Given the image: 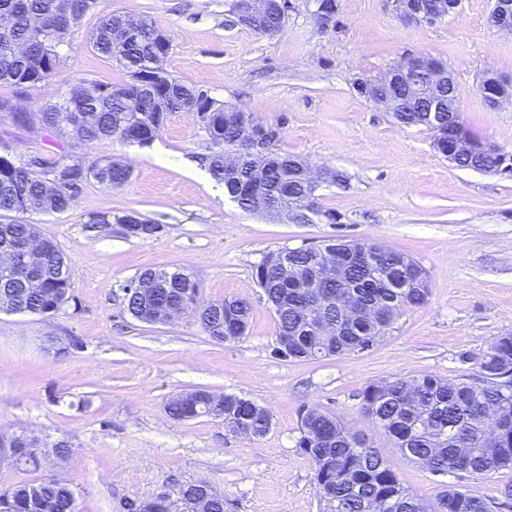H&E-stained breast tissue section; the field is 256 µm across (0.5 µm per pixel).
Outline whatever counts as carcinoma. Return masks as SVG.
<instances>
[{
  "mask_svg": "<svg viewBox=\"0 0 512 512\" xmlns=\"http://www.w3.org/2000/svg\"><path fill=\"white\" fill-rule=\"evenodd\" d=\"M84 2L85 10L76 15L72 25L58 27L56 16L68 9V0H0V82L34 89L59 76L75 27L95 8L97 0ZM91 43L99 54L121 64L128 81L112 86L72 84L61 101L37 112L0 101V112H10L22 123L35 115L42 124L62 133L70 128L69 102L77 92L84 97L88 109L79 133L82 141L137 145L153 142L171 113L195 112L211 144L210 154L205 157L211 177L224 185L242 210L254 211L252 198L242 194L240 188L253 178L252 162L241 163L234 174L224 171V154L235 149L237 117L242 112L226 113L224 105L212 100L210 106L215 113L205 121L194 96L195 88L179 82L164 69L169 43L150 21H140L138 29L132 31L124 26V16L111 14L92 33ZM144 71L154 76L151 93L137 85L138 76ZM394 95L400 98L402 111L425 113L433 111L437 100L448 99V86L411 97L406 88L398 87ZM291 159L272 149L261 174L265 198L285 209L293 204L294 196L303 192L299 179L289 176ZM131 175L129 165L114 161L88 167L59 161L36 170L0 156V252H6L17 240L35 242L38 251V256L29 261L30 272L20 262L0 266V313L49 317L69 298L70 279L58 274L60 268L69 267L61 249L41 237L37 225L18 220L14 214L65 212L73 208L77 199L67 183L94 180L109 188H121ZM324 248L340 252L348 269L347 279L326 284L334 296V302L324 311L330 322L326 336L313 338L299 326L307 300L298 289L277 283L275 267L267 265V259L256 266V277H264L271 284L265 289V297L275 307L277 337H289L288 358L318 360L366 351L400 313L428 302L427 272L406 254L367 239L346 241L341 248L337 240L330 239ZM351 292L364 306L379 303L387 314L384 323L368 314L354 318L350 325L339 322L340 301ZM178 298L198 303L197 322L207 336L218 342L236 329L238 321L247 323L250 319V304L244 300H236L232 310L225 308L222 301L200 305V283L180 268L161 271L155 287L143 293L127 285L125 310L136 320L150 322L156 310ZM477 366V382L422 375L372 383L362 392V411L402 457L435 475H485L512 469V442H493L487 423L492 411L512 419V335L498 337L482 352ZM254 405L238 395H224V409L251 428L247 436L260 438L269 431L271 415L265 410L255 413ZM203 406L200 401L166 404L170 418L176 421L201 416ZM298 448L312 464L325 512H490L484 499L453 487L441 491L431 504L415 498L378 449L329 413L317 409L300 413ZM180 492L191 500H205L206 512H224V495L205 481L185 483ZM123 509L168 512L164 501L153 495L131 498L124 502ZM0 512L79 509L70 485L47 477L1 491Z\"/></svg>",
  "mask_w": 512,
  "mask_h": 512,
  "instance_id": "1",
  "label": "carcinoma"
}]
</instances>
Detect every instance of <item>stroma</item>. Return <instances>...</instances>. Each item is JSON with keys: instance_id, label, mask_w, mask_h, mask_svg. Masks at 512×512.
Wrapping results in <instances>:
<instances>
[{"instance_id": "obj_1", "label": "stroma", "mask_w": 512, "mask_h": 512, "mask_svg": "<svg viewBox=\"0 0 512 512\" xmlns=\"http://www.w3.org/2000/svg\"><path fill=\"white\" fill-rule=\"evenodd\" d=\"M490 8L491 0H461L455 14L428 25L403 21L393 0H338L336 23L324 29L315 0H288L283 28L267 37L238 23L235 0H97L61 76L31 92L0 83V101L21 98L34 110L58 102L71 83H124L123 68L94 51L89 37L110 14L144 18L170 42L171 75L279 127L277 151L347 178L315 192L335 223L289 224L243 211L225 195L207 169L209 140L196 113H174L143 148L88 146L75 131L60 135L0 113L1 156L46 166L114 160L133 169L122 188L91 180L72 209L29 217L68 259L70 298L46 318L0 313V433L65 438L73 451L63 462L45 452L30 471L0 461V491L55 477L75 491L80 512H119L126 498L202 480L223 493L228 512H323L312 465L296 446L306 406L379 448L417 499L434 501L452 485L492 512H512L503 495L512 470L433 475L401 457L361 411L372 383L476 377L481 352L512 334V175L457 167L434 149L431 131L396 123L355 88L404 57L437 59L457 82L463 125L512 156V104L491 107L480 93L484 75L512 79V34L488 25ZM131 212L160 225L155 239L125 235L119 219ZM96 220L100 230L88 232ZM330 238H368L407 253L428 272L429 301L397 316L370 350L283 360L273 352L276 315L255 267L270 252L318 248ZM173 267L195 275L204 300H248L246 336L219 343L190 316L149 324L127 314L129 281L147 268ZM53 334L71 337L67 354L45 352ZM199 387L268 409L267 435L166 415L172 396Z\"/></svg>"}]
</instances>
